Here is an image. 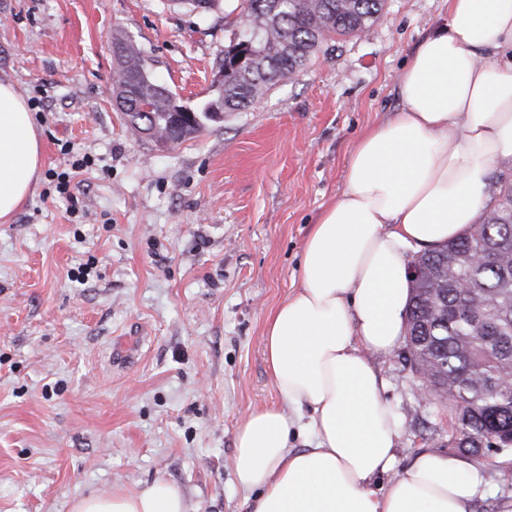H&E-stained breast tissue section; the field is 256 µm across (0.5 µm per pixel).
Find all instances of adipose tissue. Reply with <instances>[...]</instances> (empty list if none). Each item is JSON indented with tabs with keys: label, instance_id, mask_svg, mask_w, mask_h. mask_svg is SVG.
Returning <instances> with one entry per match:
<instances>
[{
	"label": "adipose tissue",
	"instance_id": "ef3b65f1",
	"mask_svg": "<svg viewBox=\"0 0 512 512\" xmlns=\"http://www.w3.org/2000/svg\"><path fill=\"white\" fill-rule=\"evenodd\" d=\"M392 115L357 139L343 190L304 243L300 281L267 317L264 353L285 409L253 410L235 438L248 512H473L467 459L397 455L401 427L373 356L404 336L409 250L460 236L493 203L489 169L512 161V0H448L400 71ZM33 115L0 81V223L32 192ZM309 430L307 447L291 434ZM70 512H194L166 479L80 495Z\"/></svg>",
	"mask_w": 512,
	"mask_h": 512
}]
</instances>
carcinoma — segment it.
Returning <instances> with one entry per match:
<instances>
[{
    "mask_svg": "<svg viewBox=\"0 0 512 512\" xmlns=\"http://www.w3.org/2000/svg\"><path fill=\"white\" fill-rule=\"evenodd\" d=\"M385 0H241L258 23L255 37H235L219 67L224 85L217 98L185 120L148 73L140 48L118 32L122 54L113 83L118 110L135 134L150 125L173 142L185 141L218 114L249 107L272 86L293 80L330 37L363 32ZM251 56L242 70L225 69L239 47ZM495 202L461 236L419 252L426 275L410 281L404 361L415 375L427 373V402L448 409V443L468 449L512 451V172L492 183Z\"/></svg>",
    "mask_w": 512,
    "mask_h": 512,
    "instance_id": "obj_1",
    "label": "carcinoma"
}]
</instances>
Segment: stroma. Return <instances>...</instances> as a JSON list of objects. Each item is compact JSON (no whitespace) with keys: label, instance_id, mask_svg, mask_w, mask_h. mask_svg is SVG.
<instances>
[{"label":"stroma","instance_id":"1","mask_svg":"<svg viewBox=\"0 0 512 512\" xmlns=\"http://www.w3.org/2000/svg\"><path fill=\"white\" fill-rule=\"evenodd\" d=\"M446 16L445 0H386L295 80L159 147L116 109L113 34L196 109L218 96L240 12L0 0V81L29 105L43 157L32 194L0 224V512H70L77 495L160 477L198 512H246L236 431L280 403L266 318L298 285L305 239L343 189L353 144L389 116L404 61ZM56 172L69 173L68 195ZM402 352L375 362L405 464L447 444L451 421L416 397ZM475 464L485 484L474 512H512V454Z\"/></svg>","mask_w":512,"mask_h":512}]
</instances>
